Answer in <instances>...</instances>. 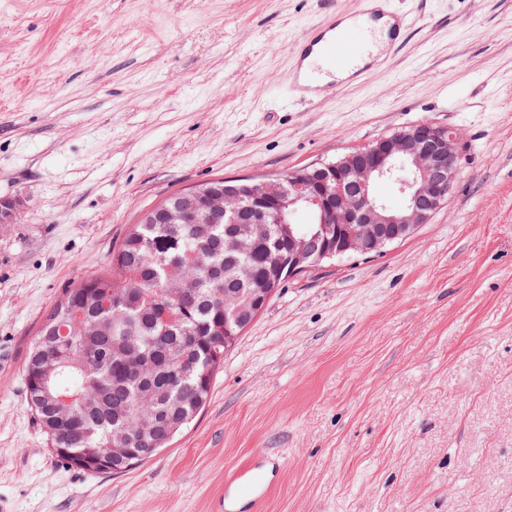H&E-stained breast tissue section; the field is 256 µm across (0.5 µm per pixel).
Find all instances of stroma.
Segmentation results:
<instances>
[{"label":"stroma","instance_id":"35a3bbf8","mask_svg":"<svg viewBox=\"0 0 512 512\" xmlns=\"http://www.w3.org/2000/svg\"><path fill=\"white\" fill-rule=\"evenodd\" d=\"M391 6L404 43L310 102L297 44L357 0H0V197L24 202L0 224L8 512H215L261 453L280 468L254 512H512V0ZM421 121L463 136L428 224L286 281L152 458L95 476L55 456L29 347L143 211Z\"/></svg>","mask_w":512,"mask_h":512}]
</instances>
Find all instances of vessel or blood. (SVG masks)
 Masks as SVG:
<instances>
[{"mask_svg":"<svg viewBox=\"0 0 512 512\" xmlns=\"http://www.w3.org/2000/svg\"><path fill=\"white\" fill-rule=\"evenodd\" d=\"M388 0H360L356 22L326 21L320 30L308 33L299 44L297 54L308 60L312 69L346 68L367 54L368 42L361 34L369 23L381 16H389V38L398 43L406 30L407 21L399 15L389 14ZM270 484V472L265 458H257L246 471L229 479L224 490L225 501L235 504L256 505Z\"/></svg>","mask_w":512,"mask_h":512,"instance_id":"vessel-or-blood-1","label":"vessel or blood"}]
</instances>
